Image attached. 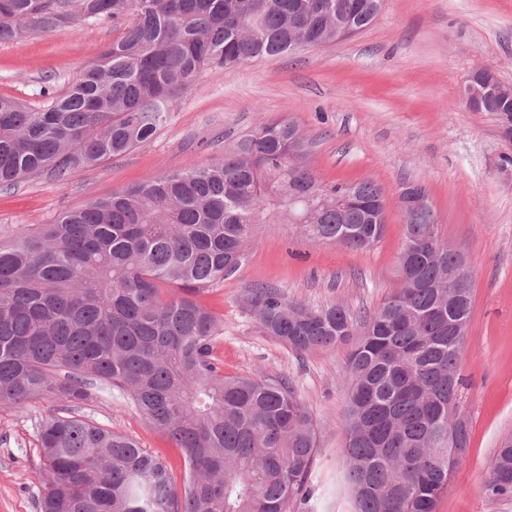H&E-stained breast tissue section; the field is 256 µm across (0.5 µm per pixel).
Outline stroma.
Here are the masks:
<instances>
[{"instance_id":"obj_1","label":"stroma","mask_w":512,"mask_h":512,"mask_svg":"<svg viewBox=\"0 0 512 512\" xmlns=\"http://www.w3.org/2000/svg\"><path fill=\"white\" fill-rule=\"evenodd\" d=\"M127 24L105 18L0 44V97L40 111ZM479 65L493 66L512 86V0H384L374 22L349 39L230 72L208 67L199 86L173 102L167 122L121 157L62 181L42 173L0 187V225L51 224L112 190L209 164L269 120L296 124L323 183L378 182L389 218L372 249L314 243L285 220L258 224L236 272L202 297L224 320L213 353L225 375L285 381L313 416L319 432L313 512H345L336 474L343 467L351 345L294 350L262 331L243 298L265 284L315 309H376L399 280L400 186L424 184L442 238L462 249L472 269L460 366L467 386L459 400L471 441L438 512H512V498L483 492L501 440L512 436V137L503 135L501 115L472 111L460 97L462 80ZM80 413L160 455L182 478L180 451L122 394L101 393ZM49 414L45 407H0V512H39L32 474L40 464L38 428Z\"/></svg>"}]
</instances>
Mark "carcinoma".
<instances>
[{
	"label": "carcinoma",
	"instance_id": "1",
	"mask_svg": "<svg viewBox=\"0 0 512 512\" xmlns=\"http://www.w3.org/2000/svg\"><path fill=\"white\" fill-rule=\"evenodd\" d=\"M383 0H0V43L77 20L134 21L41 111L0 98V185L32 173L57 179L96 167L150 139L173 101L202 72L231 71L303 42L336 39V21L360 32ZM475 112H512V94L469 102ZM290 122L260 124L205 167L154 175L66 212L54 224L0 226V407L96 398L129 399L179 448L182 488L160 456L81 416L40 426V512H288L314 496L318 435L288 386L227 377L213 355L224 320L198 300L224 282L256 224L290 217L289 198L313 186L314 242L367 250L386 224L380 185L355 183L358 209L321 197L307 153L288 152ZM465 261L441 240L435 210L405 225L398 274L372 312L312 309L264 285L246 297L263 331L297 351L356 338L341 423L342 483L353 512H437L470 429L458 408L459 366L472 290L446 277ZM512 497V439L483 485Z\"/></svg>",
	"mask_w": 512,
	"mask_h": 512
}]
</instances>
